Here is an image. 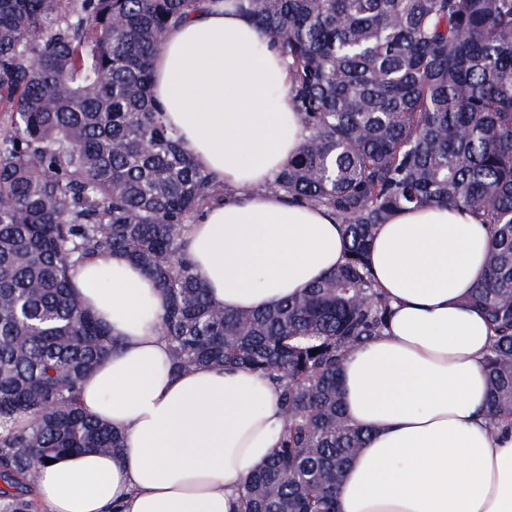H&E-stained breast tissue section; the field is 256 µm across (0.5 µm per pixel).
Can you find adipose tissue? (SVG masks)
Here are the masks:
<instances>
[{"label": "adipose tissue", "instance_id": "adipose-tissue-1", "mask_svg": "<svg viewBox=\"0 0 512 512\" xmlns=\"http://www.w3.org/2000/svg\"><path fill=\"white\" fill-rule=\"evenodd\" d=\"M151 92L196 163L231 189L187 232V258L214 306L247 312L299 295L339 266L327 209L262 192L302 138L276 45L233 7L170 28ZM490 238L469 213L430 205L378 225L368 257L390 306L382 335L340 366L346 413L368 438L337 490L338 512H512V430L484 415L483 314L464 299ZM118 346L81 384L80 405L122 434L114 452L57 456L37 470L42 512H236L243 481L285 425L280 390L237 367H171L165 298L124 257L73 273Z\"/></svg>", "mask_w": 512, "mask_h": 512}]
</instances>
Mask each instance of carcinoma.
Wrapping results in <instances>:
<instances>
[{"label":"carcinoma","mask_w":512,"mask_h":512,"mask_svg":"<svg viewBox=\"0 0 512 512\" xmlns=\"http://www.w3.org/2000/svg\"><path fill=\"white\" fill-rule=\"evenodd\" d=\"M226 0H0V478L32 480L61 453L121 437L79 404L117 341L70 272L123 256L165 296L176 371L252 370L287 418L238 512H337L366 433L347 417L343 357L390 311L367 262L394 212L442 205L490 230L466 303L491 331L489 426L512 427V0H232L287 61L304 138L266 186L344 226V262L304 293L239 313L213 306L185 235L218 192L150 95L168 29ZM319 353L312 356L310 350ZM18 414L33 427H10ZM25 452L20 453L18 449ZM0 512H33L0 492Z\"/></svg>","instance_id":"obj_1"}]
</instances>
